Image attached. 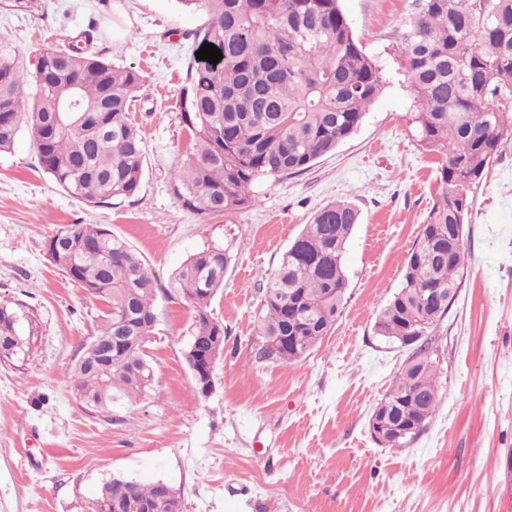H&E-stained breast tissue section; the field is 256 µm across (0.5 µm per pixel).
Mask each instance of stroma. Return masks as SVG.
<instances>
[{
    "mask_svg": "<svg viewBox=\"0 0 512 512\" xmlns=\"http://www.w3.org/2000/svg\"><path fill=\"white\" fill-rule=\"evenodd\" d=\"M0 9V37L24 64L41 47L95 29L94 52L145 78L129 117L143 140L138 191L109 204L69 196L44 172L28 131L0 154V299L32 309L30 356L0 364V512H92L112 478L161 480L182 512H512V141L470 193L464 286L429 336L441 404L402 448L368 420L410 354L375 322L401 289L405 264L440 191L441 157L423 148L398 64L416 0H340L386 84L356 132L304 173L257 181V205L203 217L184 208L171 173L190 147L179 109L191 34L206 21L178 0H40ZM360 220L344 252L345 304L332 329L292 365H249L263 289L289 244L324 205ZM62 224H100L142 256L156 291L145 346L153 382L104 414L65 377L95 332L102 303L53 266L46 241ZM219 246L231 262L210 302L226 330L208 395L185 359L194 314L166 292L192 254Z\"/></svg>",
    "mask_w": 512,
    "mask_h": 512,
    "instance_id": "1",
    "label": "stroma"
}]
</instances>
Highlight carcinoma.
I'll return each mask as SVG.
<instances>
[{
	"mask_svg": "<svg viewBox=\"0 0 512 512\" xmlns=\"http://www.w3.org/2000/svg\"><path fill=\"white\" fill-rule=\"evenodd\" d=\"M202 10L192 33L195 49L211 43L215 65L192 59L180 99L192 147L172 171V193L183 207L211 216L257 205L252 186L262 177L298 175L333 151L362 122L385 84L382 70L362 49L339 0H178ZM0 7L31 14L39 0H0ZM83 46L39 51L26 105L21 66L0 42V153L30 129L41 167L70 196L110 204L140 187L141 136L129 118L143 85L136 70L87 52ZM399 67L418 108L421 145L439 154L441 192L406 261L404 284L382 308L377 335L412 354L373 414L393 428L426 425L441 400L429 329L457 300L468 255L464 233L468 191L483 178L501 144L512 140V0H421L403 22ZM79 91L83 112L58 114L56 105ZM359 221L345 201L318 209L283 253L263 293L262 314L248 362L290 365L308 355L340 314L348 280L345 244ZM52 264L106 310L91 337L112 355L107 367L77 362L66 377L81 400L100 412L133 402L152 380L145 343L119 336L154 335L156 287L140 254L100 224H65L47 239ZM228 249L210 247L188 257L170 288L188 302L196 330L187 351L205 353L224 340L209 303L224 286ZM38 323L21 303H0V362L29 356ZM301 338L295 350L293 337ZM161 482L114 478L104 483L93 512H163Z\"/></svg>",
	"mask_w": 512,
	"mask_h": 512,
	"instance_id": "1",
	"label": "carcinoma"
}]
</instances>
